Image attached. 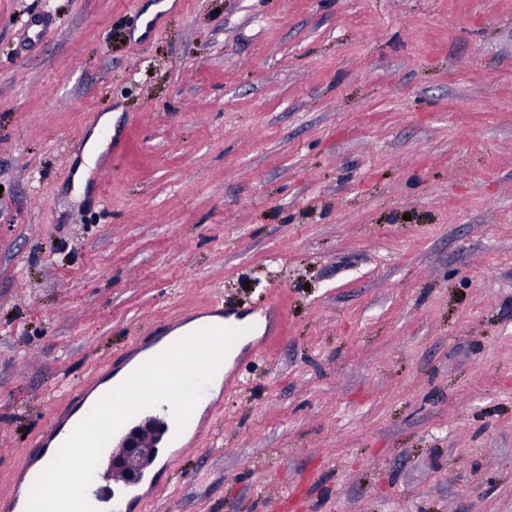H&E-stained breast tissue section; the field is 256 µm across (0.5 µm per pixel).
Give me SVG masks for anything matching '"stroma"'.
I'll list each match as a JSON object with an SVG mask.
<instances>
[{"label": "stroma", "mask_w": 512, "mask_h": 512, "mask_svg": "<svg viewBox=\"0 0 512 512\" xmlns=\"http://www.w3.org/2000/svg\"><path fill=\"white\" fill-rule=\"evenodd\" d=\"M154 2L0 0V498L64 384L274 295L127 512H512V0ZM105 129H108L112 135V115H104L89 136L83 152V162L78 167L80 172H85L89 166H92L106 148L109 139L103 138L102 133Z\"/></svg>", "instance_id": "stroma-1"}]
</instances>
